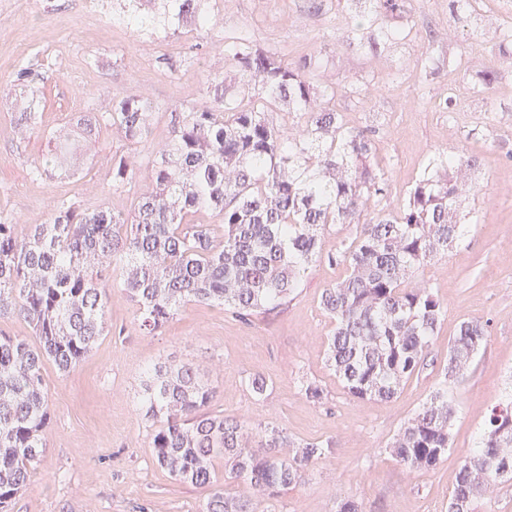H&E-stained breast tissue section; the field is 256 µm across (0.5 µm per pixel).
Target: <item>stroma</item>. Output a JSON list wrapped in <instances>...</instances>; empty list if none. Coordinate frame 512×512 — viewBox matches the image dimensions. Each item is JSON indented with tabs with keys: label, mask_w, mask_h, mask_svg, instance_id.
Instances as JSON below:
<instances>
[{
	"label": "stroma",
	"mask_w": 512,
	"mask_h": 512,
	"mask_svg": "<svg viewBox=\"0 0 512 512\" xmlns=\"http://www.w3.org/2000/svg\"><path fill=\"white\" fill-rule=\"evenodd\" d=\"M364 9L363 0H219L213 30L195 41L134 32L112 8L87 13L84 0H0V215L14 223H47L66 198L90 211H129L148 183L113 189L112 156L126 146L111 129L84 139L74 170L39 177L32 161L47 152L52 134L78 135L81 117L111 111L113 96L137 94L162 106L136 151L147 164L168 138L170 106L198 102L211 74L237 82L224 59L232 37L292 65L319 58L316 78L335 87L343 121L376 129L391 204L404 201L429 152L478 160L466 243L420 272L445 304L444 321L424 367L393 400L351 397L326 362L332 323L319 298L344 268L314 266L287 307L251 322L190 303L155 336L139 333L136 305L116 287L109 332L87 357L65 374L44 364L46 448L12 512H202L207 488L154 463V424L138 404L147 369L166 360L201 368L215 390L213 413L274 424L296 440L333 442V453L301 483L267 502L268 512H336L344 498L362 512H447L486 408L512 390V55L498 40L512 23V0H478L473 16L452 0H405L399 16L377 21L358 40L355 16ZM390 27L404 29L406 39L385 40ZM491 69L496 80L481 86ZM32 97L40 108L33 132L22 137L18 119ZM449 98L450 112L442 108ZM466 318L490 320L491 334L468 371L448 381L443 367ZM257 375L269 382L261 398L248 387ZM304 377L326 388V404L300 393ZM442 387L455 408L453 445L435 469L408 471L387 444Z\"/></svg>",
	"instance_id": "1"
}]
</instances>
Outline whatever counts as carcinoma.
Returning a JSON list of instances; mask_svg holds the SVG:
<instances>
[{
	"label": "carcinoma",
	"instance_id": "carcinoma-1",
	"mask_svg": "<svg viewBox=\"0 0 512 512\" xmlns=\"http://www.w3.org/2000/svg\"><path fill=\"white\" fill-rule=\"evenodd\" d=\"M123 17L140 30L203 37L215 24L213 0H123ZM224 56L240 74L216 77L200 103L170 109V135L148 162L150 187L127 213L88 211L61 200L46 224L0 218V317L28 323L38 342L0 337V512H7L43 453L48 394L42 368L68 372L106 330L112 287L136 303L141 334L161 331L189 302L221 306L242 321L287 305L316 264L345 268L319 305L334 327L328 361L344 389L359 399L389 401L412 377L444 320V303L418 270L448 253L465 234L462 198L476 190V160L437 152L404 201L385 205L389 182L374 130L350 128L330 103L336 87L314 81L318 59L292 67L238 39ZM285 106L304 115L296 134L274 123ZM153 100L112 98L94 117L128 145L147 142ZM79 140L59 139L34 163L37 176L74 160ZM130 156L112 158V188L141 177ZM202 211L218 218L198 221ZM373 216L363 219L367 212ZM353 224L336 251L323 252L324 232ZM490 335V320L467 318L448 350L445 378L469 366ZM300 391L317 404L325 389L306 379ZM214 390L192 364L160 363L148 371L139 405L157 420L150 448L175 479L211 488L203 512H259L264 501L298 483L333 452L330 441L290 439L279 428L256 430L208 411ZM454 407L442 388L423 403L388 444L411 471L430 470L452 447ZM260 438L263 452L252 449ZM512 478V393L490 408L463 459L448 512H473L477 500ZM242 479L257 494L240 497L224 482Z\"/></svg>",
	"mask_w": 512,
	"mask_h": 512
}]
</instances>
